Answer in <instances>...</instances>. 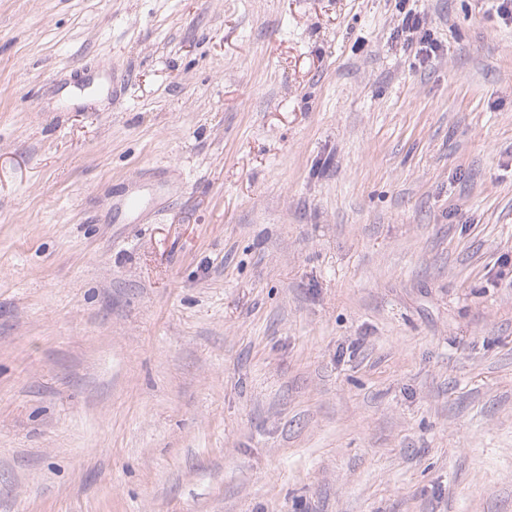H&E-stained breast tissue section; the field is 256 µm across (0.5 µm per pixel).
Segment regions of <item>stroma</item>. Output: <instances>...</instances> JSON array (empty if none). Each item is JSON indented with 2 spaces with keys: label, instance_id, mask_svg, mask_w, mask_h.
<instances>
[{
  "label": "stroma",
  "instance_id": "35a3bbf8",
  "mask_svg": "<svg viewBox=\"0 0 512 512\" xmlns=\"http://www.w3.org/2000/svg\"><path fill=\"white\" fill-rule=\"evenodd\" d=\"M413 7L0 0V512H512V25ZM405 0L400 1L399 10L403 13L401 20V35H405L404 41L407 47L415 46V58L421 63L436 55L438 42L433 38V33L426 28V22L420 13L413 9L404 11Z\"/></svg>",
  "mask_w": 512,
  "mask_h": 512
}]
</instances>
